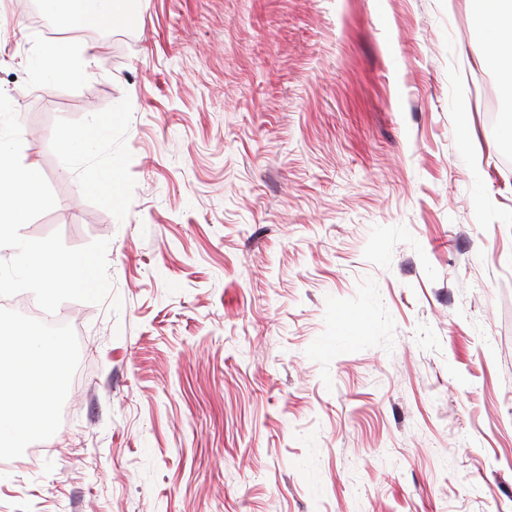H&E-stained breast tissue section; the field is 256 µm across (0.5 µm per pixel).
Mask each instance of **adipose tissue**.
<instances>
[{"instance_id":"adipose-tissue-1","label":"adipose tissue","mask_w":512,"mask_h":512,"mask_svg":"<svg viewBox=\"0 0 512 512\" xmlns=\"http://www.w3.org/2000/svg\"><path fill=\"white\" fill-rule=\"evenodd\" d=\"M473 22L488 33L492 48L481 64L488 69H512V0H479ZM44 11L63 17L73 28L107 21L125 27L134 15V0H41ZM41 67L53 78L79 83L96 57L75 59L70 47L56 40L37 49ZM71 350L65 339L29 323L21 329L0 328V443L22 445L51 426L57 400L68 387Z\"/></svg>"}]
</instances>
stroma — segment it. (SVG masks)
I'll return each mask as SVG.
<instances>
[{
    "instance_id": "stroma-1",
    "label": "stroma",
    "mask_w": 512,
    "mask_h": 512,
    "mask_svg": "<svg viewBox=\"0 0 512 512\" xmlns=\"http://www.w3.org/2000/svg\"><path fill=\"white\" fill-rule=\"evenodd\" d=\"M476 8L137 0L72 30L0 0V91L56 196L21 234L107 240L122 302L60 305L69 420L0 466V512H512V164ZM50 37L94 75L40 73ZM97 133L93 126L65 128L56 134L55 141L61 151L70 152L77 144L93 139Z\"/></svg>"
}]
</instances>
